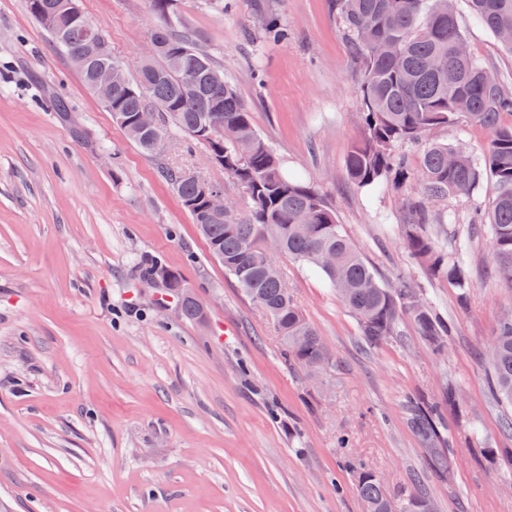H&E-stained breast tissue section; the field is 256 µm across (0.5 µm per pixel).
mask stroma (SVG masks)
<instances>
[{
	"label": "stroma",
	"mask_w": 512,
	"mask_h": 512,
	"mask_svg": "<svg viewBox=\"0 0 512 512\" xmlns=\"http://www.w3.org/2000/svg\"><path fill=\"white\" fill-rule=\"evenodd\" d=\"M128 75L155 24L148 0H81ZM199 45L253 116L257 132L334 208L382 283L422 286L453 326L444 353L417 335L366 347L352 314L302 264L280 265L297 304L331 352L317 376L291 367L260 307L211 257L161 174L180 168L246 196L205 149L173 135L142 153L31 18L0 0V512H365L345 461L392 493L423 489L433 512H512V434L492 397L487 354L512 313L491 239L469 250L467 304L408 255L400 226L411 186L352 185L360 137L359 69L331 0H179ZM455 8L472 54L512 85V53ZM288 27L266 41L260 14ZM65 112H58L55 101ZM483 158L489 133L463 119L402 148L417 169L427 145ZM497 193L483 173L448 199L445 240ZM178 272L205 323L179 319L177 297L144 278L145 260ZM456 386L463 412L446 408ZM443 406L453 465L441 471L409 423L413 399Z\"/></svg>",
	"instance_id": "1"
}]
</instances>
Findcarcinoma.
Wrapping results in <instances>:
<instances>
[{
	"instance_id": "carcinoma-1",
	"label": "carcinoma",
	"mask_w": 512,
	"mask_h": 512,
	"mask_svg": "<svg viewBox=\"0 0 512 512\" xmlns=\"http://www.w3.org/2000/svg\"><path fill=\"white\" fill-rule=\"evenodd\" d=\"M60 0H27L30 16L91 88L96 55L90 52L98 29L89 21L73 20L53 9ZM157 23L152 31L156 56L142 61L135 80L112 92L103 105L125 135L145 154L160 151L156 140L174 131L222 159L220 168L244 190L248 214L229 205L220 218L208 215L194 175L165 168L166 181L189 213L207 244L209 254L224 265L243 293L272 320L280 336L281 354L302 369L325 366L324 342L288 291L282 270L265 261L268 242H283L282 256L315 267L356 319L364 342L377 347L401 336L403 315L413 318L417 333L435 352L445 350L449 327L437 316L420 288L386 286L378 280L356 246L337 224L334 209L312 187L293 180L273 148L256 132L252 115L235 87L207 78L213 58L197 60L196 38L174 13L175 0H149ZM455 0H333L332 6L351 38L360 66L361 136L352 146L347 173L358 187L384 183L400 186L414 180L419 189L405 203L403 239L409 255L434 276L448 278L460 301L469 297L471 268L467 245L461 241L443 250L424 230L432 220L456 223L455 214H431L428 204L451 196L468 195L486 168L498 192L485 212L471 220L473 231L490 226L493 261L512 285V87L491 74L473 54L459 51L466 37L458 23ZM476 20L512 51V0H468ZM268 39L288 37L285 25L269 16L261 27ZM443 70H435L436 62ZM195 78L197 94L189 96L185 82ZM158 112L155 131H136L138 113ZM465 116L486 129L490 146L480 161L465 151L433 143L423 154L417 172L409 171L399 146L415 142L428 131ZM149 280L159 279L179 298L185 319L202 323L206 313L186 289L179 274L158 265L145 269ZM493 392L512 409V316L503 317L489 351ZM409 424L434 457L448 467L450 451L437 447L440 432L432 414L410 409ZM356 489L366 512H385L388 503L399 512H431V501L415 490L394 496L372 472L355 459Z\"/></svg>"
}]
</instances>
